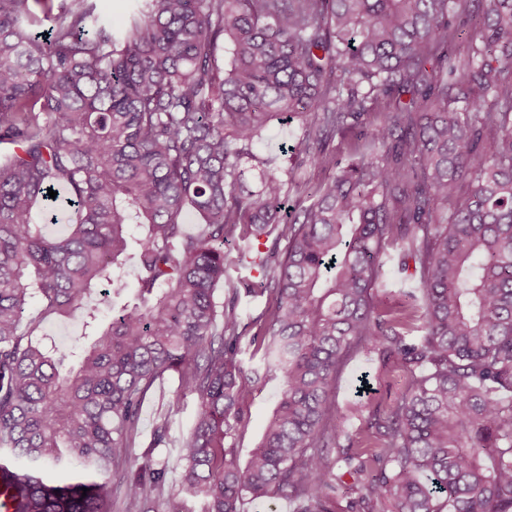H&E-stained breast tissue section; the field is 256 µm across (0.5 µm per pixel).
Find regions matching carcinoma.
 <instances>
[{"label": "carcinoma", "instance_id": "obj_1", "mask_svg": "<svg viewBox=\"0 0 512 512\" xmlns=\"http://www.w3.org/2000/svg\"><path fill=\"white\" fill-rule=\"evenodd\" d=\"M367 115L347 157L329 149ZM295 118L332 175L245 187L255 138ZM0 144L12 512H109L112 462L166 374L173 409L197 400L179 458L203 503L170 512H512V0H130L119 28L95 0H0ZM50 189L72 214L54 236ZM388 260L412 288H387ZM242 288L267 295L249 321ZM32 301L93 336L64 374L73 348L20 332ZM362 350L408 384L355 435L336 382ZM270 372L278 405L242 466L231 440ZM168 431L125 512H164Z\"/></svg>", "mask_w": 512, "mask_h": 512}]
</instances>
